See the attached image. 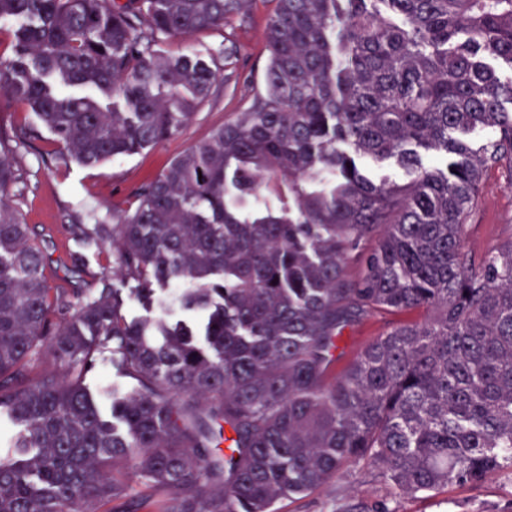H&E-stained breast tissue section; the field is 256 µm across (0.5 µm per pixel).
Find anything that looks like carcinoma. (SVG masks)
<instances>
[{
    "label": "carcinoma",
    "instance_id": "obj_1",
    "mask_svg": "<svg viewBox=\"0 0 512 512\" xmlns=\"http://www.w3.org/2000/svg\"><path fill=\"white\" fill-rule=\"evenodd\" d=\"M250 2L0 0L24 20L0 97L53 135L57 166L137 154L218 80L159 43ZM273 2L261 88L112 205L119 283L74 306L10 203L0 136V410L22 426L0 512H276L356 459L403 495L512 472V240L478 263L462 248L484 172L512 170V79L487 63L512 68V0ZM391 158L404 181L359 164ZM126 294L158 314L128 318ZM403 312L420 318L336 373L345 330ZM106 344L135 383L110 423L83 385ZM43 346L63 373L30 380Z\"/></svg>",
    "mask_w": 512,
    "mask_h": 512
}]
</instances>
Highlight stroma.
<instances>
[{
  "label": "stroma",
  "mask_w": 512,
  "mask_h": 512,
  "mask_svg": "<svg viewBox=\"0 0 512 512\" xmlns=\"http://www.w3.org/2000/svg\"><path fill=\"white\" fill-rule=\"evenodd\" d=\"M272 8L271 0H253L246 17L235 18L227 26L160 43V50L171 55L194 53L214 60L220 77L211 99L179 135L139 154L97 167L55 166L50 156L56 144L39 119L18 103L0 101V130L14 141L20 174L10 190V201L46 255L44 274L49 285L64 289L65 300L74 303L94 293L115 267L112 237L94 233L89 209L132 201L138 188L175 156L244 109L262 81L267 58L263 33ZM510 240L512 170L496 167L482 179L478 204L466 226L464 248L479 259ZM396 321V316L378 315L346 330L338 368H345L367 341ZM84 384L106 413L112 408L113 391L132 388L106 353L85 374ZM276 508L277 512H512V473L498 472L478 484H451L406 497L384 482L368 462L361 461L350 465L340 479L281 500Z\"/></svg>",
  "instance_id": "1"
}]
</instances>
